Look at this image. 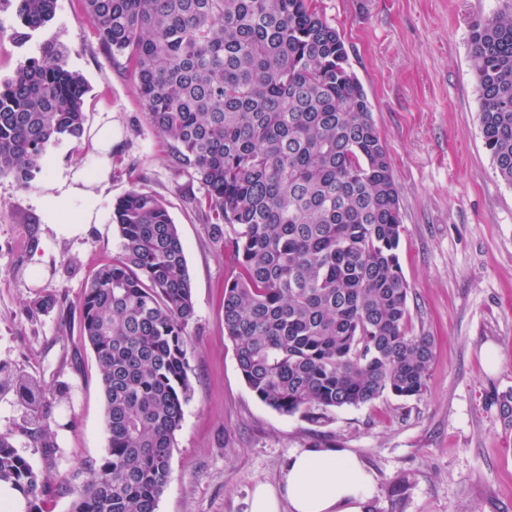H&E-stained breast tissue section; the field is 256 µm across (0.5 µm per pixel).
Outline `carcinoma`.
Segmentation results:
<instances>
[{
    "label": "carcinoma",
    "instance_id": "1",
    "mask_svg": "<svg viewBox=\"0 0 512 512\" xmlns=\"http://www.w3.org/2000/svg\"><path fill=\"white\" fill-rule=\"evenodd\" d=\"M23 43L57 0H6ZM112 57L125 58L169 161L204 188L214 243L239 274L224 285V335L255 397L312 421L385 393L419 399L434 356L409 333L399 262V189L320 0H83ZM479 120L498 175L512 185V10L471 31ZM87 86L66 55L44 52L0 80V178L29 188L47 149L80 138ZM118 256L78 300L98 363L108 447L83 467L71 512H156L175 433L192 397L195 318L184 248L167 205L134 183L113 205ZM238 226L224 237V225ZM35 407L43 386L0 370ZM26 512L51 485L0 434V484Z\"/></svg>",
    "mask_w": 512,
    "mask_h": 512
}]
</instances>
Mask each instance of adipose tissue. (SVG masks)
<instances>
[{
  "instance_id": "1",
  "label": "adipose tissue",
  "mask_w": 512,
  "mask_h": 512,
  "mask_svg": "<svg viewBox=\"0 0 512 512\" xmlns=\"http://www.w3.org/2000/svg\"><path fill=\"white\" fill-rule=\"evenodd\" d=\"M97 158L72 165L65 176L48 184L40 199L44 223L71 234L100 221L95 189L107 180L106 153L112 149V126L103 124L95 135ZM372 480L359 459L322 448L292 453L279 484H257L249 512H366Z\"/></svg>"
}]
</instances>
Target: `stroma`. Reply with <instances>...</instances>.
Here are the masks:
<instances>
[{"mask_svg": "<svg viewBox=\"0 0 512 512\" xmlns=\"http://www.w3.org/2000/svg\"><path fill=\"white\" fill-rule=\"evenodd\" d=\"M504 0H321L340 32L392 161L400 193L399 260L410 329L435 341L421 399L382 396L313 422L261 403L241 376L224 334V285L239 269L210 239L204 191L174 168L122 61L112 59L82 0H57L53 19L26 43L0 36V79L26 58L65 50L89 86L85 133L51 145L31 188L0 179V365L45 389L41 421L15 392L0 390V434L51 479L43 512H70L83 466L107 448L95 356L75 308L120 239L112 206L130 187L162 197L183 243L195 303L189 326L193 394L176 432L157 512H248L257 483H277L291 452L356 454L373 474L370 512H512V421L491 396L512 394V185L483 145L471 30ZM112 124V173L99 192L100 223L60 235L43 223V185L96 153L94 130ZM56 294L51 313L31 300ZM501 354L492 364L488 346ZM66 384L64 396L54 388ZM48 424L53 445L39 434ZM402 493H395V486Z\"/></svg>", "mask_w": 512, "mask_h": 512, "instance_id": "1", "label": "stroma"}]
</instances>
